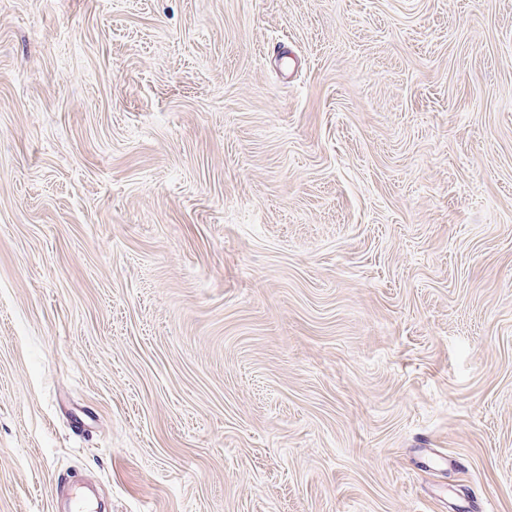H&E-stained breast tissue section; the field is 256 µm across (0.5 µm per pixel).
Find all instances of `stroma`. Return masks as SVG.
I'll use <instances>...</instances> for the list:
<instances>
[{
    "instance_id": "obj_1",
    "label": "stroma",
    "mask_w": 512,
    "mask_h": 512,
    "mask_svg": "<svg viewBox=\"0 0 512 512\" xmlns=\"http://www.w3.org/2000/svg\"><path fill=\"white\" fill-rule=\"evenodd\" d=\"M76 474L512 512V0H0V512Z\"/></svg>"
}]
</instances>
